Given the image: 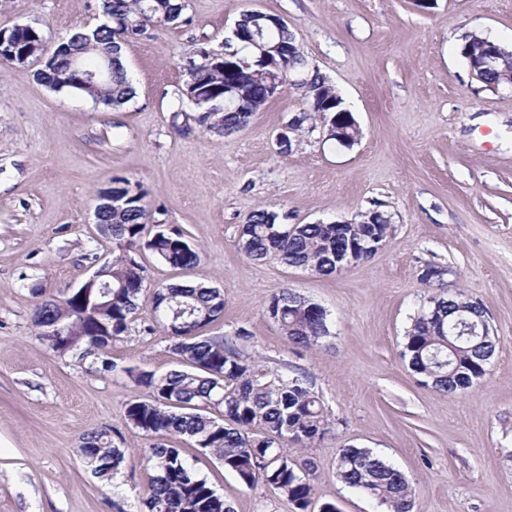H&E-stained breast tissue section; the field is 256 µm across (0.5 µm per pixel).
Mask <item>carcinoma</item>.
Wrapping results in <instances>:
<instances>
[{"mask_svg": "<svg viewBox=\"0 0 512 512\" xmlns=\"http://www.w3.org/2000/svg\"><path fill=\"white\" fill-rule=\"evenodd\" d=\"M183 0H99L103 22L76 31L62 40L42 59L41 81L62 91H80L105 106H120L134 97L122 61V45L154 24L175 23L182 17ZM44 42L40 31L21 25L8 32L3 50L5 63L26 55ZM500 48L501 59L493 67L483 65L487 46ZM230 58L224 51L203 43L198 49L205 65L187 71L179 89L182 99L192 95L201 107L185 115L178 131L195 124L208 131L231 135L245 129L255 112L270 98L271 69L254 56L245 41ZM472 73L487 87L512 84V45L497 43L472 31L463 35L460 48ZM112 57V75L94 92L78 87V73L68 68L77 59L88 63ZM284 82L304 89L311 111L318 114L329 140L343 146L354 144L359 128L342 115L343 97L326 76L310 66L298 51L284 62ZM239 84L246 94L245 105L237 109L224 104V88ZM308 115L295 116L279 141V153L292 150L295 134L303 131ZM146 193L130 199L122 213L104 212L99 223L124 251L112 259V296L92 288L83 303L87 314L79 319L75 298L66 294L37 305L33 322L37 337L48 343L47 330L54 324L74 328L78 346L100 352V369L114 370L105 357L112 345L123 340L143 307L150 308L153 321L169 336V349L180 358L181 368L156 374L136 368L124 372L138 386L150 391L148 399H134L126 408L130 424L147 434L183 437L193 441L203 456L220 462L224 470L252 489L271 486L297 512H307L314 487L286 445L314 444L332 428L323 402L308 379L299 374L284 375L261 369L250 357L217 336H205L201 329L224 314V294L204 285H159L147 288L144 267L125 251L139 246L151 251L174 268L188 269L199 261L183 231L151 221ZM279 215L269 207L254 211L239 225L241 251L254 261L270 255L284 264L317 275L336 273V251L352 249L363 239L384 243L392 231L391 216L370 208L356 224H280ZM431 303H425L410 317L405 331L403 358L423 382L448 395L462 393L487 374L486 361L496 351L493 337L481 338L480 308L446 280L428 278ZM267 314L301 348L323 345L331 335L328 313L321 305L292 288L272 293ZM83 461L99 479L110 481L128 463L126 451L114 445L107 429L84 432L77 448ZM148 486L142 498L144 512H233L224 498L182 455L181 449L156 444L142 457ZM336 477L347 488L357 490L386 507L387 512H413L415 492L405 474L383 456L368 449L347 445L336 460Z\"/></svg>", "mask_w": 512, "mask_h": 512, "instance_id": "obj_1", "label": "carcinoma"}]
</instances>
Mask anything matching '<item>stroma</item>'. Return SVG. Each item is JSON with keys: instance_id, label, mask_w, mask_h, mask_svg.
<instances>
[{"instance_id": "35a3bbf8", "label": "stroma", "mask_w": 512, "mask_h": 512, "mask_svg": "<svg viewBox=\"0 0 512 512\" xmlns=\"http://www.w3.org/2000/svg\"><path fill=\"white\" fill-rule=\"evenodd\" d=\"M247 10L281 17L299 49L336 86L360 128L349 147L327 140L302 89L289 85L244 130L176 131L189 58L222 48ZM97 0H0V27L38 28L48 48L99 24ZM184 20L154 24L123 54L136 90L118 108L58 92L37 64L0 66V512H140L139 462L159 438L129 424L147 397L125 370L165 373L178 358L142 310L108 352L64 354L36 336L33 288L59 294L116 256L94 218L112 178L136 183L157 221L200 253L188 270L149 250L133 257L150 283L203 282L224 293L210 336L234 342L263 367L306 375L334 426L307 448L315 487L308 512H384L336 479L340 448L384 454L415 489L414 512H512V88L480 83L460 54L465 32L512 44V0H186ZM308 113L289 153L277 135ZM380 204L394 230L370 258L332 276L247 259L237 227L260 206L293 224L354 219ZM486 308L497 349L486 377L448 395L422 385L402 359L409 316L425 300L426 264ZM295 289L324 307L323 346L291 344L266 312L271 294ZM246 338H239V331ZM108 427L134 459L111 482L79 460L80 435ZM175 446L233 512H294L277 490L247 488L217 461Z\"/></svg>"}]
</instances>
